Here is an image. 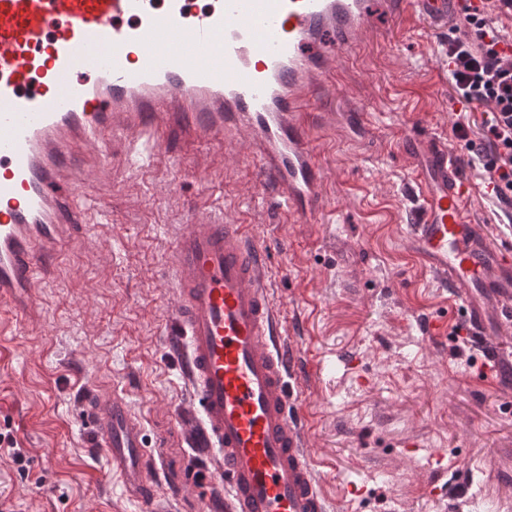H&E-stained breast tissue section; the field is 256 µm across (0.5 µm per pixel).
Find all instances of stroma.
Returning a JSON list of instances; mask_svg holds the SVG:
<instances>
[{"label":"stroma","mask_w":512,"mask_h":512,"mask_svg":"<svg viewBox=\"0 0 512 512\" xmlns=\"http://www.w3.org/2000/svg\"><path fill=\"white\" fill-rule=\"evenodd\" d=\"M459 17L408 28L375 13L384 39L347 50L314 94L306 119L327 178L318 223L287 222L251 159L175 130L145 166L119 162L80 198L90 222L41 273L39 321L0 308V433L26 455L19 465L0 448L8 512H146L126 499L83 418L86 399L112 395L143 427L161 512H210L212 462L186 442L190 394L165 346L170 238L203 205L232 212L267 252L307 364L302 409L331 512H512V393L486 381L478 350L424 334L429 317L449 314L448 294L404 246L416 169L401 142L433 133L468 156L448 124L453 92L440 68ZM352 94L370 127L363 139L344 126ZM463 171L488 233L512 246L483 174ZM408 443L415 452L400 455ZM438 453L458 490L441 504L424 491Z\"/></svg>","instance_id":"obj_1"}]
</instances>
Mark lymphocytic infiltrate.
I'll list each match as a JSON object with an SVG mask.
<instances>
[{"label": "lymphocytic infiltrate", "instance_id": "1", "mask_svg": "<svg viewBox=\"0 0 512 512\" xmlns=\"http://www.w3.org/2000/svg\"><path fill=\"white\" fill-rule=\"evenodd\" d=\"M464 34L449 38L448 58L455 67L450 73L454 97L464 106H487L480 126L481 138L469 137L467 124L456 126L464 141L471 165L478 167L495 186L494 197L512 203V63L502 61L498 37L478 13L463 11Z\"/></svg>", "mask_w": 512, "mask_h": 512}]
</instances>
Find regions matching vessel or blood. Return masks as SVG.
I'll list each match as a JSON object with an SVG mask.
<instances>
[{"mask_svg":"<svg viewBox=\"0 0 512 512\" xmlns=\"http://www.w3.org/2000/svg\"><path fill=\"white\" fill-rule=\"evenodd\" d=\"M492 24L503 0H470ZM370 0H0V305L26 321L36 276L112 176L105 138L154 145L172 126L243 149L291 223H313L324 176L304 108L343 49L373 35ZM404 22L448 19L449 0H384ZM417 167L409 243L447 288L460 335L512 385V250L467 208L470 181L445 139L402 143ZM166 344L191 398L188 442L211 454L216 512H328L263 247L229 216L179 225ZM86 417L129 499L154 504L138 420L122 400Z\"/></svg>","mask_w":512,"mask_h":512,"instance_id":"vessel-or-blood-1","label":"vessel or blood"}]
</instances>
